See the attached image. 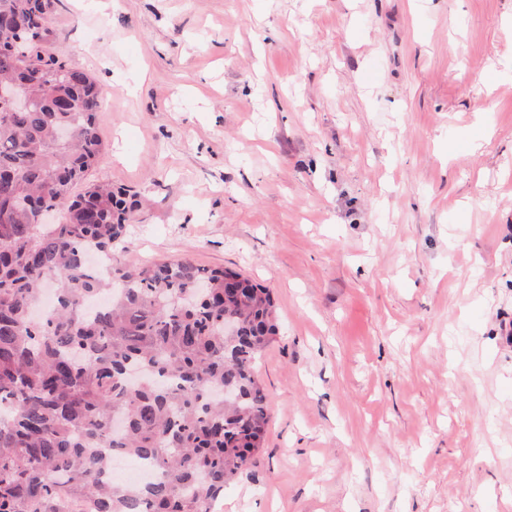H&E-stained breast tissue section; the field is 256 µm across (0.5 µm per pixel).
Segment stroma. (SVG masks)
I'll return each mask as SVG.
<instances>
[{
  "label": "stroma",
  "instance_id": "stroma-1",
  "mask_svg": "<svg viewBox=\"0 0 512 512\" xmlns=\"http://www.w3.org/2000/svg\"><path fill=\"white\" fill-rule=\"evenodd\" d=\"M131 257L270 289L221 512H512V0H59Z\"/></svg>",
  "mask_w": 512,
  "mask_h": 512
}]
</instances>
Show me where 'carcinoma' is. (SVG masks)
Returning <instances> with one entry per match:
<instances>
[{
	"label": "carcinoma",
	"mask_w": 512,
	"mask_h": 512,
	"mask_svg": "<svg viewBox=\"0 0 512 512\" xmlns=\"http://www.w3.org/2000/svg\"><path fill=\"white\" fill-rule=\"evenodd\" d=\"M56 4L0 0V17L36 30L13 47L0 27V79L30 97L0 113V512H216L264 444L272 296L229 268L116 258L134 207L85 181L105 156L104 92L45 54ZM50 282L56 305L36 320ZM103 448L150 478H105Z\"/></svg>",
	"instance_id": "obj_1"
}]
</instances>
